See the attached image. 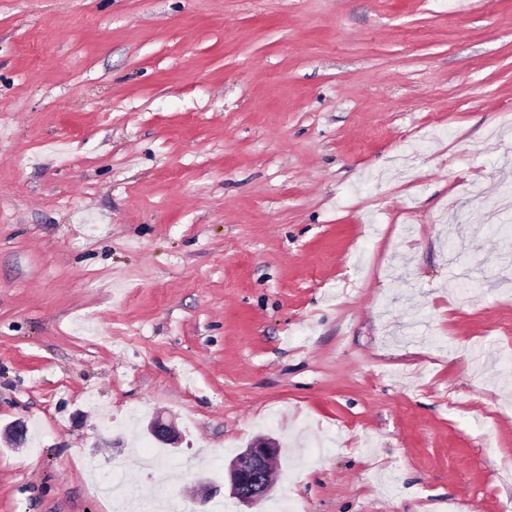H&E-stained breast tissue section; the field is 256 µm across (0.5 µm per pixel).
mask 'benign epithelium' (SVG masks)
Returning a JSON list of instances; mask_svg holds the SVG:
<instances>
[{
	"label": "benign epithelium",
	"mask_w": 512,
	"mask_h": 512,
	"mask_svg": "<svg viewBox=\"0 0 512 512\" xmlns=\"http://www.w3.org/2000/svg\"><path fill=\"white\" fill-rule=\"evenodd\" d=\"M148 431L155 440L173 448L182 442L174 424L160 415L150 422ZM278 452L275 439L259 437L238 453L228 465L230 497L244 506H251L267 497L274 487L271 469Z\"/></svg>",
	"instance_id": "1"
}]
</instances>
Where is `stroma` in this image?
<instances>
[{
    "mask_svg": "<svg viewBox=\"0 0 512 512\" xmlns=\"http://www.w3.org/2000/svg\"><path fill=\"white\" fill-rule=\"evenodd\" d=\"M509 104L512 0H0V512L512 505ZM149 434L157 441L177 448L182 442V436L172 422L164 420L160 415L156 416L149 424ZM278 452L275 439L259 437L238 453L228 465L230 497L244 506L267 497L274 487L271 469Z\"/></svg>",
    "mask_w": 512,
    "mask_h": 512,
    "instance_id": "35a3bbf8",
    "label": "stroma"
}]
</instances>
